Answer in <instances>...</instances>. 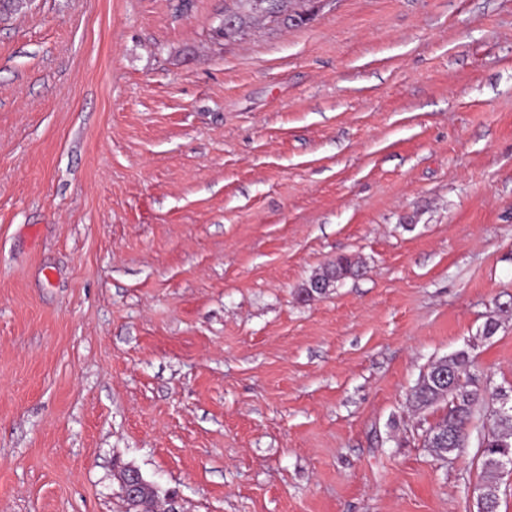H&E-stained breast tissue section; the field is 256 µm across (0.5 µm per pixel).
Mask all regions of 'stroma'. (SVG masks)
Returning a JSON list of instances; mask_svg holds the SVG:
<instances>
[{"instance_id":"stroma-1","label":"stroma","mask_w":512,"mask_h":512,"mask_svg":"<svg viewBox=\"0 0 512 512\" xmlns=\"http://www.w3.org/2000/svg\"><path fill=\"white\" fill-rule=\"evenodd\" d=\"M223 16H0V512H124L125 466L180 512H477L408 394L461 349L512 387V0ZM224 22L216 31L224 39L241 37L253 26L264 22L303 24L314 15V0H228ZM362 272V265L359 262L352 260L349 257H338L335 261L327 264L321 273L317 274L310 283V288L306 289L307 295L311 292L320 294L317 288H311L314 284L321 283L324 287H329L331 284L347 277L357 276ZM327 288H321V291ZM320 291V292H321Z\"/></svg>"}]
</instances>
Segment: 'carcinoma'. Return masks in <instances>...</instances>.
I'll return each instance as SVG.
<instances>
[{"instance_id": "obj_1", "label": "carcinoma", "mask_w": 512, "mask_h": 512, "mask_svg": "<svg viewBox=\"0 0 512 512\" xmlns=\"http://www.w3.org/2000/svg\"><path fill=\"white\" fill-rule=\"evenodd\" d=\"M314 0H227L224 8V22L216 34L226 39L241 37L253 26L264 22L303 24L313 16L310 4ZM362 272V265L349 257H338L325 266L321 273L312 280V287L306 292H318L316 284L325 287L347 277L357 276ZM473 360L465 349L433 363L421 376L420 382L413 389L409 400L417 408H427L445 404L443 413L437 422L426 432L425 446L436 455H441L442 446L436 443V437L448 432L452 434L457 445H462L468 436V428L478 408L487 401L507 399L508 392H487L478 383L472 373ZM443 372L456 381V385L443 394L437 377ZM497 430L484 437L478 443V454L482 460V476L479 487L493 496V507H498L500 494L501 470L497 466L500 452L512 451V413H502L496 418ZM158 490L150 483L143 486L139 496L125 500L126 512H155Z\"/></svg>"}]
</instances>
